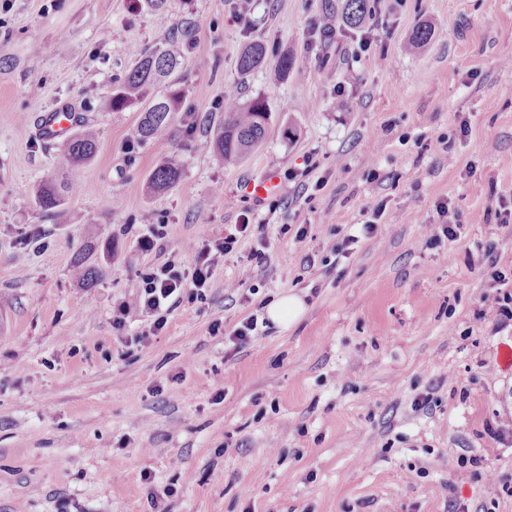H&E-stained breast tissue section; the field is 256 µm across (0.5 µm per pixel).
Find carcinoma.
<instances>
[{"label":"carcinoma","instance_id":"1","mask_svg":"<svg viewBox=\"0 0 512 512\" xmlns=\"http://www.w3.org/2000/svg\"><path fill=\"white\" fill-rule=\"evenodd\" d=\"M370 13L369 0H346L336 24L351 31H359ZM266 57V46L261 41L249 43L240 54L237 67L248 73L262 66ZM184 66L183 56L164 43L152 49L135 52V61L126 79L112 89L105 101V108L120 112L135 107L142 110V117L134 130V140L145 142L165 131L175 113L181 111L182 90L176 73ZM271 121L269 105L261 96L246 102L233 96L224 101V124L220 125L208 142L213 159L224 164L244 158L266 137ZM65 151L70 163L69 180L63 187L51 181L38 185L35 202L46 212L61 213L64 192L76 189L80 183L83 167L97 152V132L82 126L65 141ZM181 172L174 162H166L155 168L148 189L162 193L174 187ZM78 281L87 286L95 285L101 277V269L78 260L75 265Z\"/></svg>","mask_w":512,"mask_h":512}]
</instances>
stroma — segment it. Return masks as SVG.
<instances>
[{
    "label": "stroma",
    "mask_w": 512,
    "mask_h": 512,
    "mask_svg": "<svg viewBox=\"0 0 512 512\" xmlns=\"http://www.w3.org/2000/svg\"><path fill=\"white\" fill-rule=\"evenodd\" d=\"M343 3L254 0L238 24L229 0H165V29L145 0H0V512H512V320L479 316L512 293V0H373L361 31L314 39ZM169 40L182 110L128 148L140 110L100 105L134 51ZM255 40L265 65L240 73ZM283 55L295 67L270 83ZM231 90L272 122L218 166L204 144ZM62 105L98 151L50 215L36 188L69 162L35 129ZM171 157L181 179L147 194ZM268 173L280 193L254 200ZM443 202L459 227L434 244ZM246 210L263 232L131 344L148 318L117 328L112 309L141 272L189 266ZM80 258L103 270L93 287ZM284 294L301 318L265 323ZM252 315L257 337L231 343Z\"/></svg>",
    "instance_id": "1"
}]
</instances>
